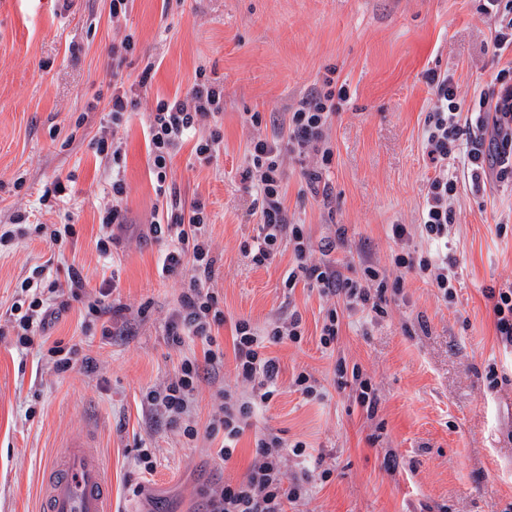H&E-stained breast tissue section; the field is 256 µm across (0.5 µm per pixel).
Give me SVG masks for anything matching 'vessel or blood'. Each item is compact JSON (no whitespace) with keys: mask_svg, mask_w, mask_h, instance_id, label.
<instances>
[{"mask_svg":"<svg viewBox=\"0 0 512 512\" xmlns=\"http://www.w3.org/2000/svg\"><path fill=\"white\" fill-rule=\"evenodd\" d=\"M43 512H112L107 467L90 439L65 445L41 484Z\"/></svg>","mask_w":512,"mask_h":512,"instance_id":"vessel-or-blood-1","label":"vessel or blood"}]
</instances>
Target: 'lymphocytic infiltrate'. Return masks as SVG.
<instances>
[{
    "instance_id": "lymphocytic-infiltrate-1",
    "label": "lymphocytic infiltrate",
    "mask_w": 512,
    "mask_h": 512,
    "mask_svg": "<svg viewBox=\"0 0 512 512\" xmlns=\"http://www.w3.org/2000/svg\"><path fill=\"white\" fill-rule=\"evenodd\" d=\"M482 11L496 26L490 43L493 60L502 61L493 85L481 90L476 111L463 115L457 87L451 74L435 69L426 70L423 78L433 99L422 126V144L432 173L426 179L423 205L418 223L393 224L389 235L396 249L392 263L396 277H388L386 270L363 263L358 276H346L332 254L344 245L343 232L312 244L305 225L292 222L286 205L285 160L290 156L313 154L314 159L304 175L308 183L321 181L333 163V151L324 133L333 117L339 113L348 98L347 88L338 91H315L301 99L288 114L285 131L273 137H257L248 147L249 162L242 172L245 182L256 193L258 233L252 243L244 245L245 256L252 263L272 262L283 247H290L294 265L284 281L285 288L297 285L318 291L319 295L341 301V308H329L323 319L321 343L331 346L339 334V309L350 312L367 311L381 317L386 313L389 293L403 287L404 276L413 273L436 288L442 298L454 297L457 274L455 264L441 244L447 243L449 231L455 222L451 205L457 194V180L448 173V163L466 160L473 182L482 176L497 179L512 177V62H503L502 56L512 50V0H483ZM222 93L205 76H198L185 96L158 101L149 115V157L156 174V194L166 198L167 171L173 156L186 136L199 129H207L206 137L197 141L196 156L211 161L223 141L219 128L210 124L221 109ZM96 150L111 153L113 203L104 210L101 236L97 246L102 257L112 255L113 228L124 224L125 215L119 201L126 191L119 170L123 157L120 141L99 140ZM208 217L202 204H195L190 212L166 208L161 220L152 222L150 233L155 240L165 242L160 256L161 274L180 280L183 291L173 308L168 322L169 342L178 347L184 336H192L204 346L202 357L180 360L177 372L167 384L151 386L142 393L145 405L165 415L179 426L185 439L211 440L222 437L215 451L222 462H229L236 445L256 409L269 405L279 393L280 366L277 358L269 356L271 343L300 342L302 319L298 313L287 319H273L264 326H254L241 319L233 326V356L241 391L229 394L218 389L221 405L206 430H199L191 412L193 394L202 374L217 375L224 367V348L219 330L224 325V310L212 287L216 259L205 233ZM35 229L52 249H63L75 234L70 224L30 225L29 217L17 214L13 223L0 226V247L24 237L28 229ZM321 252L322 260H313V252ZM19 297L12 304L8 321L16 336L18 348H31L42 336L49 322L69 308L73 299L84 300L87 312L100 322L103 335L112 333V316L121 314L122 304L113 302L117 288L115 280L102 281L96 291L89 292L80 273L68 269L66 279L54 276L50 266H35L30 275L18 285ZM307 445L299 441L286 445L278 434L270 430L255 436V456L245 474L238 481H227L212 488L206 499V512H288L290 506L310 499L316 481H327L330 471L313 476L302 473L286 480L283 471L287 455H306Z\"/></svg>"
}]
</instances>
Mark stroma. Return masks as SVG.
<instances>
[{"label": "stroma", "instance_id": "stroma-1", "mask_svg": "<svg viewBox=\"0 0 512 512\" xmlns=\"http://www.w3.org/2000/svg\"><path fill=\"white\" fill-rule=\"evenodd\" d=\"M71 2L63 16L58 0H0V225L20 212L34 224L73 225L66 263L92 287L117 278L127 310L116 322L125 333L103 337L99 325L86 324L81 303L71 302L46 335L77 345L96 369L58 374L38 349L18 350L0 318V512H37L42 474L73 440L96 443L112 473L115 512H205L206 492L242 478L253 459V428L225 464L212 453L220 439L187 444L141 403L143 389L166 382L181 356L202 350L197 340L179 350L167 342L183 285L159 274V245L149 235L158 197L146 129L157 102L184 95L200 70L224 95L215 117L224 143L205 163L188 139L167 175L184 210L205 207L216 258L212 286L224 308L222 383L206 380L195 391L199 425L213 419L219 387H238L235 321L260 326L294 311L304 338L270 346L279 394L255 423L306 442L309 457L287 456L286 477L331 469L301 512H512V352L497 341L485 297L492 288L512 289V179L477 185L466 168L455 171L453 304L406 274L385 316L341 313L331 351L320 344L330 300L283 284L291 252L256 265L241 251L258 232L242 181L248 141L271 133V113L289 112L329 75L349 90L326 132L333 163L311 186L302 163L287 160L288 212L312 242L343 231L336 256L346 275L366 261L390 269L389 227L417 223L430 172L421 131L432 94L423 73L452 74L466 109L496 73L482 0H131L119 18L111 0ZM128 37L134 47L114 69L112 51ZM148 65L151 80L134 91L122 126L112 128L103 107L113 72L130 84ZM256 112L258 127L250 121ZM114 134L126 144V222L115 227L107 260L96 243L99 216L112 203V159L96 155L95 141ZM58 179L68 181L71 196L51 210L39 196ZM50 255L36 236L0 252V314L18 282ZM340 359L371 379L375 415L358 405L353 387L337 388ZM490 363L505 376L494 389L484 379ZM302 370L325 398L295 390L292 378ZM373 433L379 439L372 445ZM140 446L154 451L152 473L137 463ZM388 452L395 468L383 463Z\"/></svg>", "mask_w": 512, "mask_h": 512}]
</instances>
